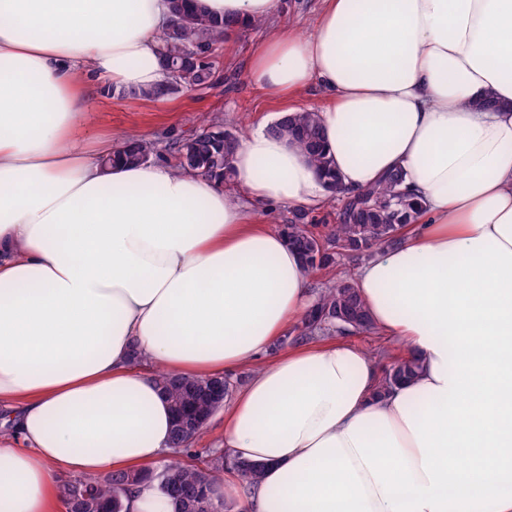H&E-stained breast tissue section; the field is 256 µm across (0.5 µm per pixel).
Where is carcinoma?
Returning a JSON list of instances; mask_svg holds the SVG:
<instances>
[{"mask_svg":"<svg viewBox=\"0 0 512 512\" xmlns=\"http://www.w3.org/2000/svg\"><path fill=\"white\" fill-rule=\"evenodd\" d=\"M168 4L170 24L161 34L164 49L161 88L121 89L119 94L157 99L211 82L214 67L201 59V55L224 42L230 23L201 9L197 0H168ZM268 130L288 137L304 151L325 186L328 201L339 203L336 223L325 225L321 234L314 231L317 219L305 211H291L292 217L282 225L284 237L306 260L308 271L333 269L344 258L358 261L376 247L398 243L400 233L416 223L423 206L417 197L401 188L403 174L399 171L389 174L378 185L354 193L343 187L333 159L326 151L317 113L304 110L286 114L277 118ZM237 143L233 133L208 123L200 132L174 142L170 153L177 168L230 187L234 184L232 160ZM155 154L153 142L130 138L117 152V158L142 163ZM372 331L371 318L355 282L339 277L316 289L299 334L291 340L285 337L281 343L301 344L319 336ZM419 371L420 362L400 351L386 370L382 388L386 390L404 382ZM158 382L174 414L209 419L224 399L231 396L234 387L232 378L224 377V396L216 397L210 379L160 373ZM195 437L196 434H185L175 425L172 443L177 448V457L161 469L143 467L115 470L105 476L71 477L58 486L57 497L71 512H123V495L130 488L152 480L158 482L162 493L171 500L175 512H234V502L215 495L205 499L201 494L213 491L226 473L252 485L258 481L260 469L225 451L200 452L194 448Z\"/></svg>","mask_w":512,"mask_h":512,"instance_id":"1","label":"carcinoma"}]
</instances>
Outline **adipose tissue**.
I'll use <instances>...</instances> for the list:
<instances>
[{
	"label": "adipose tissue",
	"instance_id": "1",
	"mask_svg": "<svg viewBox=\"0 0 512 512\" xmlns=\"http://www.w3.org/2000/svg\"><path fill=\"white\" fill-rule=\"evenodd\" d=\"M200 2L239 22L279 4ZM169 19L167 0H0V512H58L64 476L170 458L156 370L244 367L224 448L261 478L220 481L237 512H512V0H321L310 36L272 29L251 63L269 96L318 88L345 188L399 169L422 200L355 279L422 365L385 394L348 339L271 352L314 297L248 208L327 201L287 137L240 140L245 204L166 162L102 167L116 146L88 100L159 87Z\"/></svg>",
	"mask_w": 512,
	"mask_h": 512
}]
</instances>
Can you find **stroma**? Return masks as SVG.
Masks as SVG:
<instances>
[{"mask_svg": "<svg viewBox=\"0 0 512 512\" xmlns=\"http://www.w3.org/2000/svg\"><path fill=\"white\" fill-rule=\"evenodd\" d=\"M319 0H280L272 24L245 29L230 47L219 48L211 86L179 92L158 100L97 94L85 122L94 130L120 141L135 137L153 141L157 160H166L169 145L202 128L203 121L217 123L243 136L258 124L273 123L289 107L318 111L323 100L309 89L293 102L269 98L249 76V62L271 27H293L299 34L310 32L319 11Z\"/></svg>", "mask_w": 512, "mask_h": 512, "instance_id": "35a3bbf8", "label": "stroma"}]
</instances>
